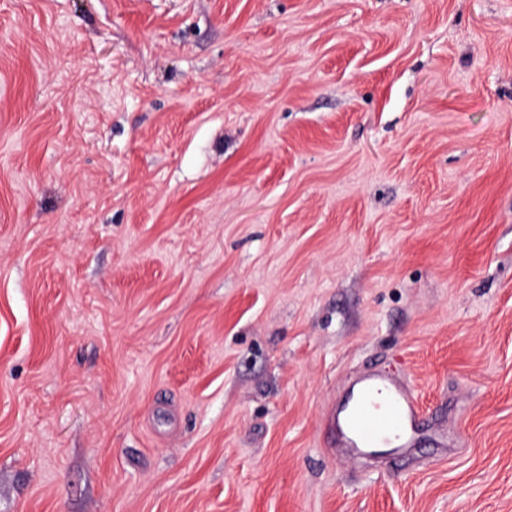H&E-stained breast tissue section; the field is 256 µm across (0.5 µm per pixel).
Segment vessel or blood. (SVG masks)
<instances>
[{"label":"vessel or blood","mask_w":512,"mask_h":512,"mask_svg":"<svg viewBox=\"0 0 512 512\" xmlns=\"http://www.w3.org/2000/svg\"><path fill=\"white\" fill-rule=\"evenodd\" d=\"M338 426L357 448L412 447L420 427L418 408L405 389L382 379L362 385Z\"/></svg>","instance_id":"b4317fda"}]
</instances>
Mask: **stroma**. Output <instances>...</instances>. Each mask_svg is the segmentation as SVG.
<instances>
[{"label":"stroma","instance_id":"35a3bbf8","mask_svg":"<svg viewBox=\"0 0 512 512\" xmlns=\"http://www.w3.org/2000/svg\"><path fill=\"white\" fill-rule=\"evenodd\" d=\"M0 512H512V0H0ZM338 427L357 448H411L420 427L418 407L401 386L376 379L362 385Z\"/></svg>","mask_w":512,"mask_h":512}]
</instances>
